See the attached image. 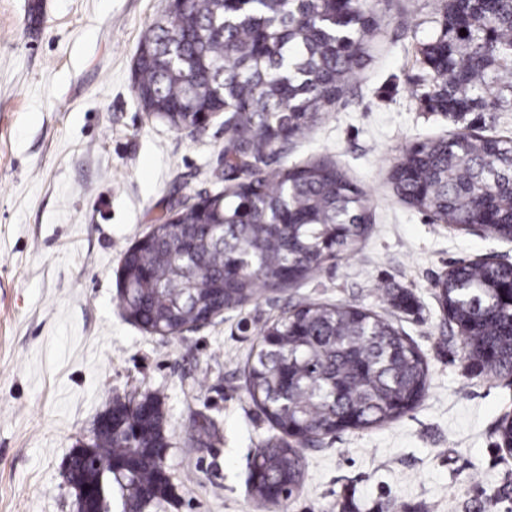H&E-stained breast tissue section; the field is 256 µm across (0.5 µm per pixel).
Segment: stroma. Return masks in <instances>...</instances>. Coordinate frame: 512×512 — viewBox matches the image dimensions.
Returning a JSON list of instances; mask_svg holds the SVG:
<instances>
[{"instance_id": "1", "label": "stroma", "mask_w": 512, "mask_h": 512, "mask_svg": "<svg viewBox=\"0 0 512 512\" xmlns=\"http://www.w3.org/2000/svg\"><path fill=\"white\" fill-rule=\"evenodd\" d=\"M369 3L379 25L350 84L279 157L336 162L367 199V235L301 287L161 337L123 316L120 259L171 199L215 190L224 144L221 120L178 131L136 99L137 46L167 0H0V512H76L67 459L113 399L149 393L165 412L173 495L146 512H262L249 466L272 428L244 366L263 328L305 297L391 319L430 379L398 420L304 448L303 488L278 512H512V453L496 431L512 376L467 369L435 288L463 260L512 263V240L450 229L388 181L414 143L474 125L512 136V112L429 111L415 50L438 31L442 0ZM202 414L218 438L193 448Z\"/></svg>"}]
</instances>
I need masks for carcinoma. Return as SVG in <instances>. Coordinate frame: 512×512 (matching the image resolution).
<instances>
[{
  "mask_svg": "<svg viewBox=\"0 0 512 512\" xmlns=\"http://www.w3.org/2000/svg\"><path fill=\"white\" fill-rule=\"evenodd\" d=\"M376 15L359 0L169 2L143 34L133 64L143 111L176 130L224 114V186L197 204L180 198L152 218L149 234L121 258L124 316L173 337L208 317L242 308L262 290L311 279L366 231L362 191L330 159L269 170L288 143L332 109L353 77ZM466 33H460V30ZM432 110L512 112V0H444L437 36L417 50ZM389 182L407 205L453 228L470 223L484 187L512 240V137L454 133L405 149ZM512 264L454 266L438 300L466 334L468 367L512 374V307L500 289ZM429 367L388 319L351 304L301 301L266 326L247 360L245 389L277 433L256 449L250 484L258 506L287 502L304 481L302 449L320 437L386 425L420 401ZM111 426L69 457V480L98 512L165 500L172 488L159 449L167 447L161 400L117 399ZM213 421L198 424L207 446Z\"/></svg>",
  "mask_w": 512,
  "mask_h": 512,
  "instance_id": "carcinoma-1",
  "label": "carcinoma"
}]
</instances>
